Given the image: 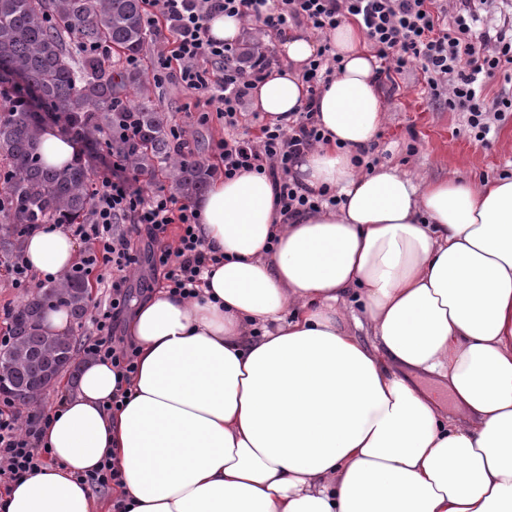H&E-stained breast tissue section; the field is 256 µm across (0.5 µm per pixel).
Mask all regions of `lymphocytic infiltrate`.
<instances>
[{"label":"lymphocytic infiltrate","mask_w":512,"mask_h":512,"mask_svg":"<svg viewBox=\"0 0 512 512\" xmlns=\"http://www.w3.org/2000/svg\"><path fill=\"white\" fill-rule=\"evenodd\" d=\"M488 0H146L145 18L155 42L154 81L179 80L185 89L206 96L214 111L223 114L229 135L216 150L225 178L250 172L268 175L278 189L276 204L282 215L295 217L322 203L339 205L340 197L314 193L291 180V167L301 150L322 143L325 136L305 106L289 126L261 125L257 135L239 132L241 107L254 83L278 59L267 44L290 27L304 25L320 38V47L305 66L302 79L310 95H317L342 69L329 35L342 22L354 20L375 53L382 89L394 95L398 82L413 62H420L421 91L452 112L466 115L476 140H485L491 124L512 112V92L489 95L496 79L512 83V0H501L498 23L485 20ZM217 13L239 17L260 33L250 60L241 48L211 37L208 23ZM87 223L68 225L73 236L91 242L86 268L99 263L112 267L108 306L94 305L92 336L82 350L87 357L111 362L121 376L136 370L132 344L114 334L128 295L125 283L139 259L130 246L132 236L146 235L157 245L151 255L162 267L167 288L187 298L197 295L213 257L196 232L199 216L190 205L178 204L165 187L137 186L120 159L112 170L95 177ZM128 223L125 235L113 232L117 221ZM180 227L175 248L163 237L169 225ZM43 418L38 410H21L11 401L0 404V477L18 479L43 463L39 441Z\"/></svg>","instance_id":"lymphocytic-infiltrate-1"}]
</instances>
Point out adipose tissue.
I'll use <instances>...</instances> for the list:
<instances>
[{"instance_id": "ef3b65f1", "label": "adipose tissue", "mask_w": 512, "mask_h": 512, "mask_svg": "<svg viewBox=\"0 0 512 512\" xmlns=\"http://www.w3.org/2000/svg\"><path fill=\"white\" fill-rule=\"evenodd\" d=\"M343 68L314 105L326 141L294 179L338 207L288 219L254 172L194 201L218 257L198 298L161 289L126 331L137 369L123 406L91 359L47 414L45 465L0 486V512H512V176L414 181L355 161L385 121L376 58L355 22L331 36ZM317 42L300 29L250 91L269 124L299 111ZM34 273L77 260L61 229L28 237ZM359 291L375 340L341 308ZM445 379L464 424L411 386ZM120 470L107 498L82 473Z\"/></svg>"}]
</instances>
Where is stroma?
<instances>
[{"label": "stroma", "mask_w": 512, "mask_h": 512, "mask_svg": "<svg viewBox=\"0 0 512 512\" xmlns=\"http://www.w3.org/2000/svg\"><path fill=\"white\" fill-rule=\"evenodd\" d=\"M151 99L170 124L186 130L196 159L211 175L221 172L215 146L224 138V119L209 112L205 96L190 92L172 79L153 83ZM385 123L377 141L381 163L398 168L414 180L459 178L481 183L512 174V114L496 122L485 141L470 134L462 113L451 112L418 92L384 97ZM209 112L199 124L201 112ZM131 245L142 256L141 267L128 285L132 302H139L164 284L162 270L152 268L147 256L151 246L146 237H132Z\"/></svg>", "instance_id": "obj_1"}]
</instances>
